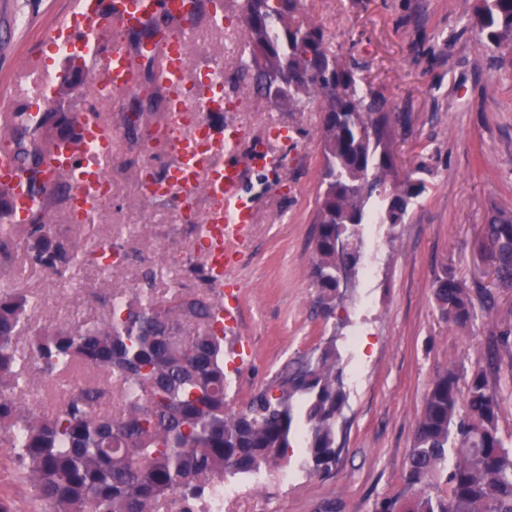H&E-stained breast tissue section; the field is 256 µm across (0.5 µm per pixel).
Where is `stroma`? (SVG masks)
Wrapping results in <instances>:
<instances>
[{
	"instance_id": "35a3bbf8",
	"label": "stroma",
	"mask_w": 512,
	"mask_h": 512,
	"mask_svg": "<svg viewBox=\"0 0 512 512\" xmlns=\"http://www.w3.org/2000/svg\"><path fill=\"white\" fill-rule=\"evenodd\" d=\"M74 0H0V86L42 49V67L55 83L58 103L79 111L85 93L47 37L55 17ZM477 0H300L302 14L320 25L342 60L358 68L404 114L393 151L399 176L423 179L402 224L357 228L362 262L376 260L373 276L356 274L335 316H321L312 277L316 198L322 169L317 108L289 112L256 96L234 75L243 54L238 12L223 24H200L192 41L194 66L221 70L228 116L243 130V150L262 148L279 169L252 177L259 197L255 221L231 272L242 321L225 342L228 402L244 408L294 359L335 338L347 403L337 424L342 451L325 475L310 473L303 431H296L288 463L257 476L231 479L224 512H373L376 502L403 488L425 394L448 365L484 360L491 333L512 326V289L495 288L479 257V234L495 211L512 213V50H492L469 21ZM147 93H125L95 110L112 125V200L84 227L69 222V208L50 213L56 237H86L88 256L72 274L21 276L42 306L32 330L68 327L101 316L98 296L113 287L150 291L156 299L197 287L186 271L200 264L196 227L210 205L204 195L180 202H139L142 179L160 172L168 139L156 140L134 107ZM290 137L278 138L279 128ZM119 247L118 275L104 272L99 243ZM454 270L474 307L470 326L444 320L435 282ZM493 292L494 308L484 305ZM0 499L11 512H44L10 449L0 448Z\"/></svg>"
}]
</instances>
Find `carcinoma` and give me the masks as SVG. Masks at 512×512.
<instances>
[{"instance_id":"cac0c4a2","label":"carcinoma","mask_w":512,"mask_h":512,"mask_svg":"<svg viewBox=\"0 0 512 512\" xmlns=\"http://www.w3.org/2000/svg\"><path fill=\"white\" fill-rule=\"evenodd\" d=\"M299 0H236L245 23L247 60L239 79L290 112L315 102L323 112V165L317 197L313 274L325 316L336 311V232L367 224L372 198L381 215L401 224L423 183L397 174L389 102L333 53L323 29L305 18ZM490 49L512 44V0H479L471 20ZM0 133L24 164L37 167L55 136L41 121ZM46 215L0 226V262L21 250L17 270L65 275L84 256L81 241L50 236ZM484 259L498 288H512V220L483 225ZM443 317L459 328L473 318L465 284L448 269L434 291ZM107 318L30 335L29 296L0 282V447L13 451L36 496L51 512H161L175 497L180 512L216 493L221 482L288 463L297 421L306 429L310 472L336 464V424L346 403L336 337L317 358L285 366L246 406L227 403L224 329L210 289L158 301L114 289L101 298ZM512 369V329L489 337L484 364L450 367L425 395L410 448L404 488L377 503L379 512H512V448L500 432L497 385L504 358ZM69 379L56 411L42 414L18 393L30 382Z\"/></svg>"}]
</instances>
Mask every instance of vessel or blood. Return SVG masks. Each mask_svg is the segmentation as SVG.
Returning <instances> with one entry per match:
<instances>
[{
	"mask_svg": "<svg viewBox=\"0 0 512 512\" xmlns=\"http://www.w3.org/2000/svg\"><path fill=\"white\" fill-rule=\"evenodd\" d=\"M223 17L222 0H76L50 33L51 40L68 44L71 59L98 70V90L117 99L138 77L135 53L127 47L126 37L149 32V52L161 76L174 136L164 178L142 184L141 194L149 200L165 197L186 203L197 187H204L211 205L199 226L198 242L205 254L206 274L219 287L255 219L258 199L245 189L247 171L267 160L261 152L253 153L245 163L231 160L243 133L233 122L210 120V113L224 109L223 83L212 72L204 74L207 90L200 101L183 93L189 43L200 20ZM29 100L20 78H13L0 89V120L29 115ZM79 130L80 144L57 139L37 178L50 186L58 176H66L71 185L70 209L88 214L105 198L112 130L93 112L80 113ZM0 187L8 191V204L0 213L10 223H32L42 211L44 196L33 192L28 174L8 150L0 152Z\"/></svg>",
	"mask_w": 512,
	"mask_h": 512,
	"instance_id": "1",
	"label": "vessel or blood"
}]
</instances>
